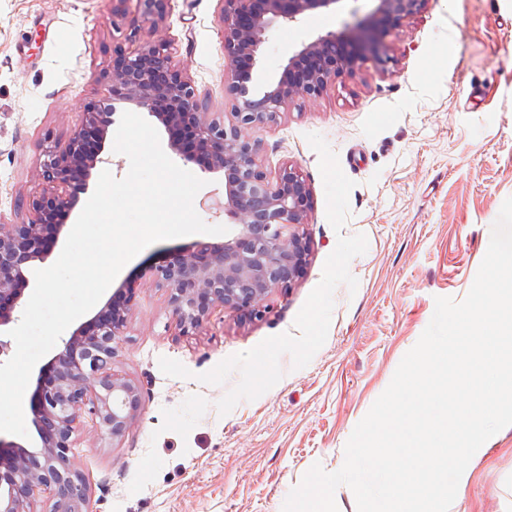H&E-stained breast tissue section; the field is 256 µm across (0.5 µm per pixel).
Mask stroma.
<instances>
[{
  "label": "stroma",
  "instance_id": "35a3bbf8",
  "mask_svg": "<svg viewBox=\"0 0 512 512\" xmlns=\"http://www.w3.org/2000/svg\"><path fill=\"white\" fill-rule=\"evenodd\" d=\"M372 0H340L308 24L282 27L266 43L251 87L279 78L289 56L315 31L340 29ZM125 15L138 12L126 0ZM219 0H169L164 35L186 66L207 111L231 112L224 95ZM124 15V17H125ZM111 0H0V224H19L44 183L45 139L61 143L91 100L106 89L115 48L151 40L130 36ZM393 62L364 64L338 78L323 98L295 99L257 136L268 172L296 165L314 206L305 230L313 242L291 288L267 299L260 320L227 311L198 333L179 334L152 267L193 249L197 235L160 241L129 261L108 288L133 287L116 370L134 381L141 407L125 436H76L74 467L89 488L85 512H282L290 490L313 464L344 463L355 426L389 385L403 356L429 324L436 297L462 300L487 252L491 226L512 197V0H426L386 39ZM317 133L337 153L355 186L342 231L326 218ZM173 162L204 180L194 208L209 225L230 217L208 206L224 194V175L200 160ZM364 234L354 257L356 291L336 287L325 344L302 369L283 355L282 379L227 415L216 403L237 384L206 385L199 374L263 339L290 332L339 235ZM180 361L189 377L165 376L158 361ZM462 503L464 512H501L512 499V426L486 442Z\"/></svg>",
  "mask_w": 512,
  "mask_h": 512
}]
</instances>
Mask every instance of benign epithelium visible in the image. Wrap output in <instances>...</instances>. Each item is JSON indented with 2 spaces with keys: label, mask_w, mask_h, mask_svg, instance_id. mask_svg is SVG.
Segmentation results:
<instances>
[{
  "label": "benign epithelium",
  "mask_w": 512,
  "mask_h": 512,
  "mask_svg": "<svg viewBox=\"0 0 512 512\" xmlns=\"http://www.w3.org/2000/svg\"><path fill=\"white\" fill-rule=\"evenodd\" d=\"M167 2L139 0V13L129 19V37L145 26L159 32ZM221 2L224 95L232 101L231 119L222 121L204 110L194 83L174 62L164 38L119 52L107 76L112 100L147 109L168 131L180 126L189 132L190 149L172 140V151L184 157L206 155V171L224 172L222 207L234 220L224 242H199L152 269L158 285L167 288L172 314L186 335L217 311L262 319L267 297L291 287L310 255L311 240L301 231L313 209L310 187L293 164L270 175L257 159L254 136L277 123L294 99H319L337 77L368 62L387 66V35L425 4L376 0L370 13L340 30L313 33L289 56L278 80L256 92L240 74L239 61L246 58L256 66L275 29L302 24L341 0ZM112 122V113L89 102L65 144L47 142L42 164L46 187L29 202L27 221L0 224V355L11 345L3 336L24 304L31 265L49 255L42 230L55 213L74 208L105 162L102 153ZM124 292L121 309L105 305L40 369L30 403L38 445L28 449L0 437V512H32V502L45 490L53 492L52 512H84L87 485L72 466L76 433L87 417L99 438L115 441L125 435L141 404L138 386L114 368L134 299L133 289Z\"/></svg>",
  "instance_id": "1"
}]
</instances>
